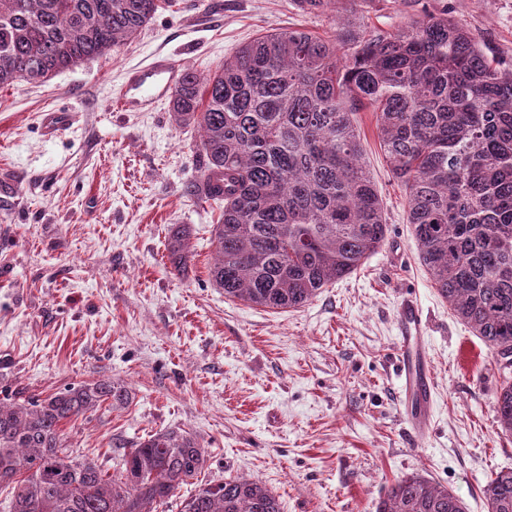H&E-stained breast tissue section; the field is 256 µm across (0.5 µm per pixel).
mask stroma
Here are the masks:
<instances>
[{
	"label": "stroma",
	"instance_id": "stroma-1",
	"mask_svg": "<svg viewBox=\"0 0 512 512\" xmlns=\"http://www.w3.org/2000/svg\"><path fill=\"white\" fill-rule=\"evenodd\" d=\"M443 11L512 69V0H333L318 16L294 0H170L113 54L0 89V392L123 384L125 409L67 425L77 454L108 467L118 442L183 429L208 450L201 481L259 479L282 512H375L409 474L487 512L481 486L512 470L495 413L502 376L419 262L372 113L358 128L387 242L311 303L274 313L208 282L219 206L196 190L198 128L177 125L165 102L124 112L112 100L157 53L205 76L272 29L324 35L352 12L388 30ZM51 110L73 115L54 137L42 126ZM175 224L191 230L181 275L167 252ZM408 296L423 308L435 373L420 438L397 393L396 319Z\"/></svg>",
	"mask_w": 512,
	"mask_h": 512
}]
</instances>
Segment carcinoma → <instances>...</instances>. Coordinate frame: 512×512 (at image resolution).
Listing matches in <instances>:
<instances>
[{
  "mask_svg": "<svg viewBox=\"0 0 512 512\" xmlns=\"http://www.w3.org/2000/svg\"><path fill=\"white\" fill-rule=\"evenodd\" d=\"M168 0H0V88L111 54ZM177 123L200 129L201 182L218 202L209 281L224 297L301 308L385 243L382 200L363 161L357 115L371 112L405 193L421 265L454 315L500 360L512 349V70L487 58L448 14L392 30L349 18L330 36L279 29L242 45L209 76L186 71L171 93ZM171 267L192 258L171 229ZM495 410L512 435V369ZM130 392L109 380L41 398H0V487L8 512H159L198 478L208 454L168 429L121 447L113 470L74 453L62 425ZM488 512H512V470L481 489ZM178 512H281L261 481L198 485ZM376 512H465L419 475L397 479Z\"/></svg>",
  "mask_w": 512,
  "mask_h": 512,
  "instance_id": "cac0c4a2",
  "label": "carcinoma"
}]
</instances>
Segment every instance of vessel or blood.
Returning a JSON list of instances; mask_svg holds the SVG:
<instances>
[{
  "label": "vessel or blood",
  "mask_w": 512,
  "mask_h": 512,
  "mask_svg": "<svg viewBox=\"0 0 512 512\" xmlns=\"http://www.w3.org/2000/svg\"><path fill=\"white\" fill-rule=\"evenodd\" d=\"M183 76L181 66L168 55L158 54L144 67L130 72L115 93L124 111L154 109L174 90ZM399 339V389L409 404L408 419L415 433H425L431 414L434 377L431 357L421 337L424 314L416 300L404 299L397 316Z\"/></svg>",
  "instance_id": "1"
}]
</instances>
